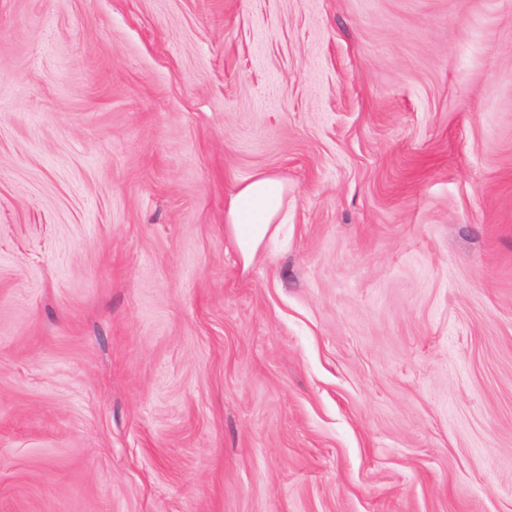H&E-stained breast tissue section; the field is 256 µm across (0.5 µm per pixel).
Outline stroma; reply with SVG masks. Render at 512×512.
Listing matches in <instances>:
<instances>
[{"label": "stroma", "instance_id": "1", "mask_svg": "<svg viewBox=\"0 0 512 512\" xmlns=\"http://www.w3.org/2000/svg\"><path fill=\"white\" fill-rule=\"evenodd\" d=\"M0 512H512V0H0ZM288 185L278 176L259 171L237 183L224 203V230L243 267L255 261L264 242L276 236Z\"/></svg>", "mask_w": 512, "mask_h": 512}]
</instances>
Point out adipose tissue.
Returning a JSON list of instances; mask_svg holds the SVG:
<instances>
[{
	"label": "adipose tissue",
	"instance_id": "ef3b65f1",
	"mask_svg": "<svg viewBox=\"0 0 512 512\" xmlns=\"http://www.w3.org/2000/svg\"><path fill=\"white\" fill-rule=\"evenodd\" d=\"M288 186L278 176L259 171L237 183L224 203V230L243 266H251L264 242L276 236Z\"/></svg>",
	"mask_w": 512,
	"mask_h": 512
}]
</instances>
